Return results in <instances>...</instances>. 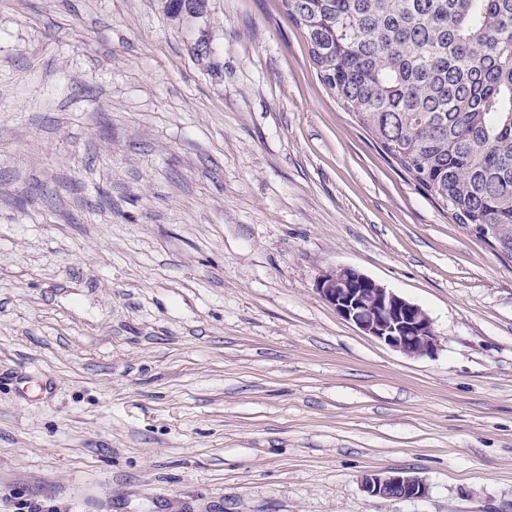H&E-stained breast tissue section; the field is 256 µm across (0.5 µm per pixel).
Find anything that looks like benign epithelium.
<instances>
[{
    "instance_id": "obj_1",
    "label": "benign epithelium",
    "mask_w": 512,
    "mask_h": 512,
    "mask_svg": "<svg viewBox=\"0 0 512 512\" xmlns=\"http://www.w3.org/2000/svg\"><path fill=\"white\" fill-rule=\"evenodd\" d=\"M315 290L342 318L392 349L417 358L436 354L438 339L426 311L357 269L324 271ZM362 487L368 495L382 499H416L427 494L422 480L403 472L366 475Z\"/></svg>"
}]
</instances>
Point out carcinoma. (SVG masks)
<instances>
[{
  "label": "carcinoma",
  "mask_w": 512,
  "mask_h": 512,
  "mask_svg": "<svg viewBox=\"0 0 512 512\" xmlns=\"http://www.w3.org/2000/svg\"><path fill=\"white\" fill-rule=\"evenodd\" d=\"M322 84L463 226L512 254V0H285Z\"/></svg>",
  "instance_id": "cac0c4a2"
}]
</instances>
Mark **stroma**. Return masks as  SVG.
I'll use <instances>...</instances> for the list:
<instances>
[{
  "mask_svg": "<svg viewBox=\"0 0 512 512\" xmlns=\"http://www.w3.org/2000/svg\"><path fill=\"white\" fill-rule=\"evenodd\" d=\"M340 266L437 353L340 317ZM0 512H512V258L283 0H0ZM320 298L365 334L411 357H433L438 339L426 311L352 267L322 272ZM362 487L368 495L382 499H416L427 494L422 480L403 472L366 475Z\"/></svg>",
  "mask_w": 512,
  "mask_h": 512,
  "instance_id": "35a3bbf8",
  "label": "stroma"
}]
</instances>
